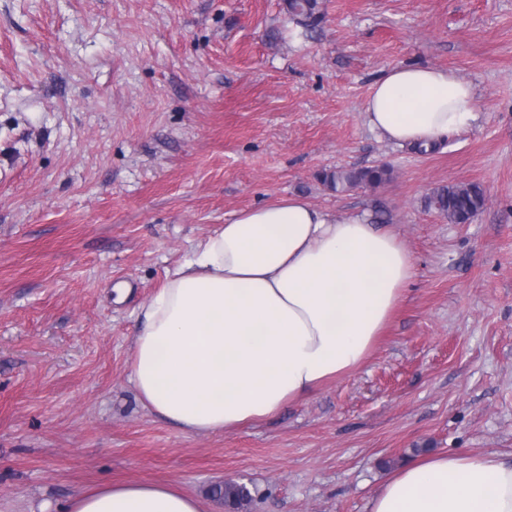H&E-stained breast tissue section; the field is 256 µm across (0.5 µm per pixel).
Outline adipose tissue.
<instances>
[{"label":"adipose tissue","instance_id":"ef3b65f1","mask_svg":"<svg viewBox=\"0 0 512 512\" xmlns=\"http://www.w3.org/2000/svg\"><path fill=\"white\" fill-rule=\"evenodd\" d=\"M477 118L473 86L401 64L373 86L369 127L428 148ZM410 252L362 215L298 195L237 213L198 244L140 312L131 381L156 417L189 434L268 418L361 366L412 276ZM65 512H201L161 483H117ZM370 512H512V459L428 455L393 473Z\"/></svg>","mask_w":512,"mask_h":512}]
</instances>
